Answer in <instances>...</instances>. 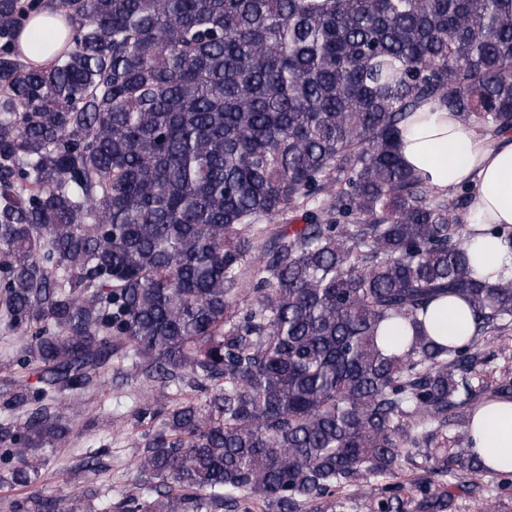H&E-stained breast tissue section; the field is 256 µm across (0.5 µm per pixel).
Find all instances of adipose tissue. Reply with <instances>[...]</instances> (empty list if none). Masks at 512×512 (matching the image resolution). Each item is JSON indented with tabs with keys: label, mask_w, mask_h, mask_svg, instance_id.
I'll list each match as a JSON object with an SVG mask.
<instances>
[{
	"label": "adipose tissue",
	"mask_w": 512,
	"mask_h": 512,
	"mask_svg": "<svg viewBox=\"0 0 512 512\" xmlns=\"http://www.w3.org/2000/svg\"><path fill=\"white\" fill-rule=\"evenodd\" d=\"M404 163L431 185L465 187L469 222L481 229L469 250L477 276L491 284L512 276L506 269L507 247L494 226L512 227V133L481 134L467 129L457 115L423 105L402 128ZM474 451L495 472H512V401L477 410L473 418Z\"/></svg>",
	"instance_id": "adipose-tissue-1"
}]
</instances>
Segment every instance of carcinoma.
I'll return each mask as SVG.
<instances>
[{
    "label": "carcinoma",
    "instance_id": "carcinoma-1",
    "mask_svg": "<svg viewBox=\"0 0 512 512\" xmlns=\"http://www.w3.org/2000/svg\"><path fill=\"white\" fill-rule=\"evenodd\" d=\"M43 7L0 0V328L37 376L0 393L4 512H444L377 481L489 473L468 403L512 401V278L398 137L427 103L512 130V0H59L20 46ZM114 361L159 424L117 503L68 508L41 470ZM507 246L494 234L478 237L469 249L473 269L477 276L495 284L500 278L512 277V269H505L509 264L504 261ZM437 322H441L448 336H456L463 343L472 332V320L467 305L457 297H448L440 301Z\"/></svg>",
    "mask_w": 512,
    "mask_h": 512
}]
</instances>
